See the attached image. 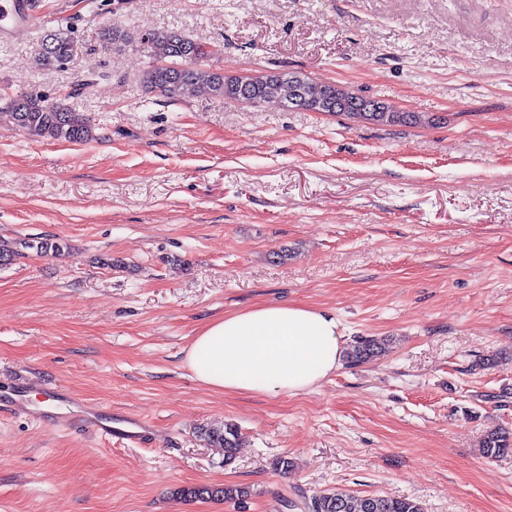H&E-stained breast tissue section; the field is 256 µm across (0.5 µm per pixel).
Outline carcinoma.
Masks as SVG:
<instances>
[{
	"label": "carcinoma",
	"instance_id": "obj_1",
	"mask_svg": "<svg viewBox=\"0 0 512 512\" xmlns=\"http://www.w3.org/2000/svg\"><path fill=\"white\" fill-rule=\"evenodd\" d=\"M97 41L114 49L130 43V33L118 24L99 27ZM139 47L154 64L142 75V81L152 92L177 101L199 90L207 91L217 100L256 105L277 101L286 108L309 112H328L378 124L421 121L416 112H398L387 103L349 91L332 84L312 81L301 71H273L258 76L226 75L207 63L211 53L204 44L178 30L161 29L145 33ZM68 29L45 31L32 57L34 70H50L70 62L83 51ZM7 122L32 137L46 140L86 143L95 139V127L81 112L73 110L62 98H51L32 90L9 93L0 88V123ZM64 249L59 241L22 239L15 242L0 240V266L10 264L23 250L36 254L59 255ZM386 352V343L376 338L356 341L345 354L351 366L365 364ZM200 437L209 445L224 449V461L229 462L240 446L241 433L232 423L200 430ZM482 455L491 460L512 453V432L497 429L488 432L481 444ZM194 498L242 500L247 491L237 486H199L185 491ZM311 512H424L420 502L407 497L374 494L358 497L342 490H330L316 495Z\"/></svg>",
	"mask_w": 512,
	"mask_h": 512
}]
</instances>
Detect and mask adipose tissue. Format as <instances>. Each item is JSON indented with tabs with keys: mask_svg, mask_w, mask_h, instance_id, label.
Returning <instances> with one entry per match:
<instances>
[{
	"mask_svg": "<svg viewBox=\"0 0 512 512\" xmlns=\"http://www.w3.org/2000/svg\"><path fill=\"white\" fill-rule=\"evenodd\" d=\"M344 351L333 315L262 303L204 327L186 352L185 366L215 392L297 395L336 372Z\"/></svg>",
	"mask_w": 512,
	"mask_h": 512,
	"instance_id": "obj_1",
	"label": "adipose tissue"
}]
</instances>
